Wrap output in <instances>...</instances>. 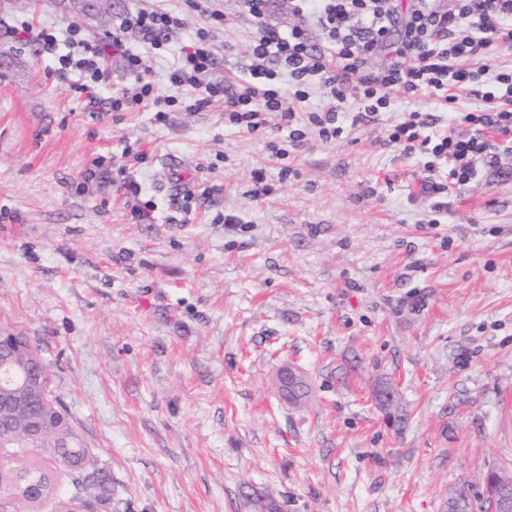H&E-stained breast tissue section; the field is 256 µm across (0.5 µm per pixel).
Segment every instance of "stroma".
I'll use <instances>...</instances> for the list:
<instances>
[{"mask_svg":"<svg viewBox=\"0 0 512 512\" xmlns=\"http://www.w3.org/2000/svg\"><path fill=\"white\" fill-rule=\"evenodd\" d=\"M151 4L183 20L143 55L156 82L202 28L213 78L244 74L241 0L218 23ZM73 20L59 0L0 10V333L50 364L116 512H251L263 493L280 512H446L451 489L511 470L512 139L494 135L499 163L469 184L426 193L423 158L380 139L404 113L451 112L394 91L377 120L281 160L219 102L162 121L148 103L113 111L115 58L88 103L9 34ZM258 171L274 190L256 203ZM290 365L306 403L277 386Z\"/></svg>","mask_w":512,"mask_h":512,"instance_id":"1","label":"stroma"}]
</instances>
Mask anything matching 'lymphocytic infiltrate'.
<instances>
[{
    "label": "lymphocytic infiltrate",
    "mask_w": 512,
    "mask_h": 512,
    "mask_svg": "<svg viewBox=\"0 0 512 512\" xmlns=\"http://www.w3.org/2000/svg\"><path fill=\"white\" fill-rule=\"evenodd\" d=\"M268 2L244 0L257 29L249 42L247 80L235 90L209 80L215 53L203 30L183 48L165 86L156 84L128 40L135 34L151 49L166 48L181 26L170 11L148 6L126 12L103 39L87 37L75 22L34 31L22 21L11 34L56 57L59 75L78 73L83 79L80 90L91 100L112 77L108 57H119L128 83L113 97V111L148 102L161 121L170 107L197 111L220 101L225 123L269 138L274 150L279 147L271 138L275 132L287 133L293 147L312 138L338 140L346 130L349 102H356L360 121L387 108L392 89L436 98L447 106L456 102V90L492 76L495 85L484 94L486 109L455 113L452 125L443 128L437 127L434 115L413 111L386 133V146L407 157H426V188L435 194L470 181L477 161L495 160L486 132L512 134V110L495 103L499 97L512 101V71L491 75L483 68L453 66L457 60L492 54L498 44L512 45V0H410L404 12L398 0H292L294 13L312 17L321 31L327 43L323 51L311 47L300 27L284 32L268 25ZM387 49L392 57L372 65V58ZM316 86L325 89V104L314 111L300 110Z\"/></svg>",
    "instance_id": "lymphocytic-infiltrate-1"
}]
</instances>
